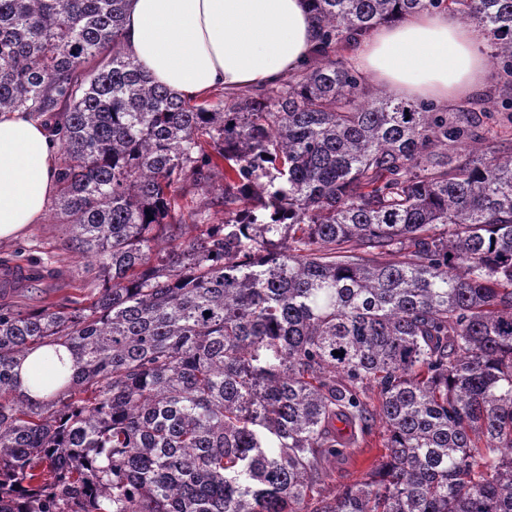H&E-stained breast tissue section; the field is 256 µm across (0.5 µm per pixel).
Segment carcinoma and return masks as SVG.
<instances>
[{"label":"carcinoma","instance_id":"1","mask_svg":"<svg viewBox=\"0 0 512 512\" xmlns=\"http://www.w3.org/2000/svg\"><path fill=\"white\" fill-rule=\"evenodd\" d=\"M309 2L299 71L186 100L124 49L127 0H0V113L61 142L100 280L0 306V512H512V149L336 59L447 10L512 82V0ZM56 344L33 405L15 368ZM376 426L380 467L323 495Z\"/></svg>","mask_w":512,"mask_h":512}]
</instances>
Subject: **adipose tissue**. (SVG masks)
I'll use <instances>...</instances> for the list:
<instances>
[{"mask_svg":"<svg viewBox=\"0 0 512 512\" xmlns=\"http://www.w3.org/2000/svg\"><path fill=\"white\" fill-rule=\"evenodd\" d=\"M308 0H128L125 48L181 98L271 86L310 57ZM484 35L448 12L422 11L378 27L353 49L358 69L397 96L438 103L480 86ZM57 142L27 113H0V240L38 223L57 191Z\"/></svg>","mask_w":512,"mask_h":512,"instance_id":"obj_1","label":"adipose tissue"}]
</instances>
